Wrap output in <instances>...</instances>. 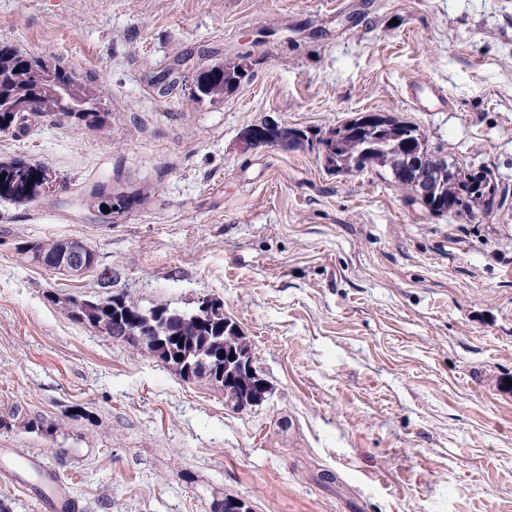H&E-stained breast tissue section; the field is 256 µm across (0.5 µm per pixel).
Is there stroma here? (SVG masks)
Returning a JSON list of instances; mask_svg holds the SVG:
<instances>
[{"mask_svg": "<svg viewBox=\"0 0 512 512\" xmlns=\"http://www.w3.org/2000/svg\"><path fill=\"white\" fill-rule=\"evenodd\" d=\"M90 78L109 117L56 115L0 159L48 168L34 203L0 200V467H56L78 512H512V205L406 206L376 170L318 149L249 145L261 123L309 136L368 112L420 127L448 162L512 192V0H0V41ZM249 75L189 105L197 71ZM185 62L160 93L152 72ZM422 80L451 99L423 112ZM111 176L145 200L102 219ZM77 239L71 277L21 241ZM224 303L266 380L236 408L209 380L67 317L54 297ZM45 419L54 435L31 431Z\"/></svg>", "mask_w": 512, "mask_h": 512, "instance_id": "35a3bbf8", "label": "stroma"}]
</instances>
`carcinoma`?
I'll return each mask as SVG.
<instances>
[{
    "mask_svg": "<svg viewBox=\"0 0 512 512\" xmlns=\"http://www.w3.org/2000/svg\"><path fill=\"white\" fill-rule=\"evenodd\" d=\"M248 76V65H226L219 61L200 71L194 80L189 101L199 104L214 101L233 92ZM33 108L18 112L16 108L31 100ZM50 115H62L90 128L106 123L108 113L102 111L96 90L76 71L41 57L25 54L16 47L0 43V133L8 134L16 121L22 130L38 125ZM362 119L357 116L340 127H332L319 136L317 143L331 139L339 150L326 168L338 173L361 172L380 167L390 173L393 182L403 192L407 206H418L434 215L448 213L489 215L504 207L506 193L489 170L461 168L438 161L434 171L423 166L405 165L400 157L407 154L408 139L420 134V128L393 116L386 118V126L376 136H359L355 126ZM0 199L29 202L39 199L52 182L50 171L25 159L0 160ZM97 207L104 210L125 209L135 196L118 192L111 196H96ZM64 239L22 242L16 245L19 254L36 263L39 257L52 258L65 247ZM61 305L72 320L91 327L117 342L145 350L151 356L183 374L180 359L187 358L193 365L195 378H206L214 385L224 386V357L234 355L248 362L252 360L251 345L236 321L224 315V303L207 298L208 307L191 310L171 308L165 304L143 307L123 293L108 294L104 298L85 299L77 296L59 298L50 296ZM127 336H138L135 342ZM250 376L239 377L238 385L224 391V396L237 400L245 407L255 403L250 388Z\"/></svg>",
    "mask_w": 512,
    "mask_h": 512,
    "instance_id": "1",
    "label": "carcinoma"
}]
</instances>
